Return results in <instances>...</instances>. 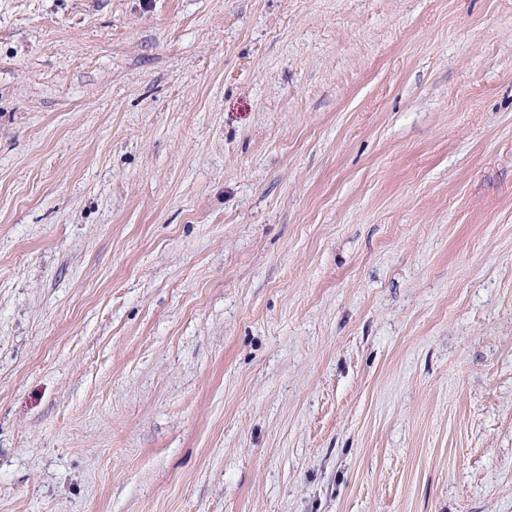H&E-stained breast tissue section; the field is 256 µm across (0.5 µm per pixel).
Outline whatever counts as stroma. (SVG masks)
<instances>
[{"instance_id":"1","label":"stroma","mask_w":512,"mask_h":512,"mask_svg":"<svg viewBox=\"0 0 512 512\" xmlns=\"http://www.w3.org/2000/svg\"><path fill=\"white\" fill-rule=\"evenodd\" d=\"M0 512H512V0H0Z\"/></svg>"}]
</instances>
